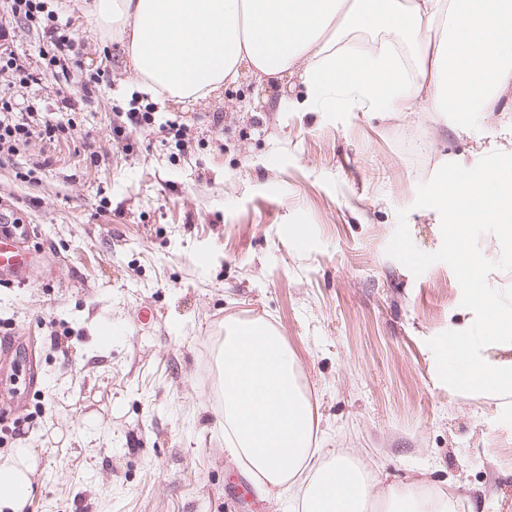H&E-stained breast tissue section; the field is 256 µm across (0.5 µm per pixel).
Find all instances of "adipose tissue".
<instances>
[{"label":"adipose tissue","instance_id":"ef3b65f1","mask_svg":"<svg viewBox=\"0 0 512 512\" xmlns=\"http://www.w3.org/2000/svg\"><path fill=\"white\" fill-rule=\"evenodd\" d=\"M91 12L125 38L151 95L197 100L245 71H297L318 112H408L421 98L463 133L475 116L512 111V0H93ZM362 33L376 46L359 48ZM219 364L224 444L258 493H287L289 512H367L380 480L349 455L315 461L320 418L283 337L229 319ZM37 465L31 448L0 458V512H21Z\"/></svg>","mask_w":512,"mask_h":512}]
</instances>
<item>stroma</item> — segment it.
<instances>
[{
	"instance_id": "1",
	"label": "stroma",
	"mask_w": 512,
	"mask_h": 512,
	"mask_svg": "<svg viewBox=\"0 0 512 512\" xmlns=\"http://www.w3.org/2000/svg\"><path fill=\"white\" fill-rule=\"evenodd\" d=\"M90 0H48L79 66L109 78L38 182V145L0 165V208L33 259L0 288V456L39 455L23 512H286L224 449L217 351L227 319L260 318L293 351L321 417L318 444L388 482L424 479L451 512H512V398L441 383L428 339L468 328L452 269L414 276L386 253L397 210L434 252L440 216L415 207L442 157L512 153V112L476 118L310 112L297 77L240 78L197 101L154 98ZM155 124L114 137L120 112ZM224 123L214 126V113ZM190 126L188 141L163 129Z\"/></svg>"
}]
</instances>
